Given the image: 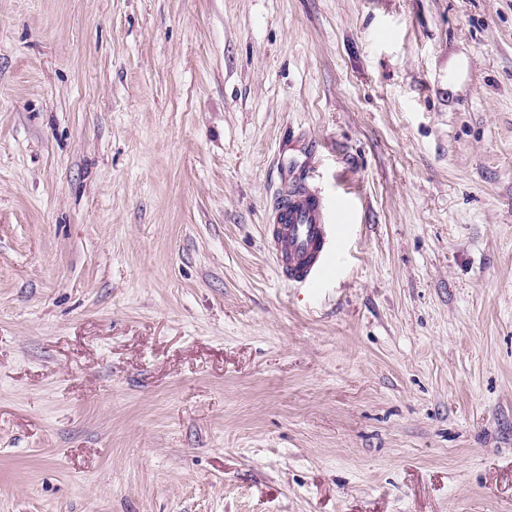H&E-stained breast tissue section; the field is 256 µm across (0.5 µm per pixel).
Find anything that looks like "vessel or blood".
I'll return each instance as SVG.
<instances>
[{
	"label": "vessel or blood",
	"mask_w": 512,
	"mask_h": 512,
	"mask_svg": "<svg viewBox=\"0 0 512 512\" xmlns=\"http://www.w3.org/2000/svg\"><path fill=\"white\" fill-rule=\"evenodd\" d=\"M352 207L349 199L326 198L303 182L281 190L270 212L269 240L278 275L318 290L340 258L338 226Z\"/></svg>",
	"instance_id": "obj_1"
}]
</instances>
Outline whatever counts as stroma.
I'll use <instances>...</instances> for the list:
<instances>
[{
	"instance_id": "stroma-1",
	"label": "stroma",
	"mask_w": 512,
	"mask_h": 512,
	"mask_svg": "<svg viewBox=\"0 0 512 512\" xmlns=\"http://www.w3.org/2000/svg\"><path fill=\"white\" fill-rule=\"evenodd\" d=\"M0 512H512V0H0ZM352 208L346 197L330 200L305 182L282 188L270 212L277 274L292 285L318 290L340 258L337 226Z\"/></svg>"
}]
</instances>
